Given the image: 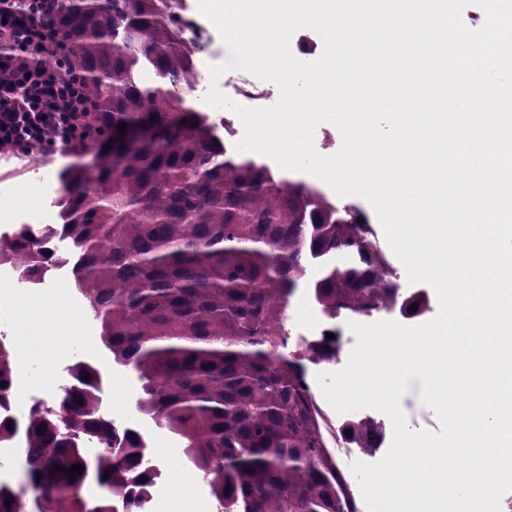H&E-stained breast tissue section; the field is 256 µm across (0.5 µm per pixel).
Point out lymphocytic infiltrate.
Here are the masks:
<instances>
[{
    "label": "lymphocytic infiltrate",
    "instance_id": "obj_1",
    "mask_svg": "<svg viewBox=\"0 0 512 512\" xmlns=\"http://www.w3.org/2000/svg\"><path fill=\"white\" fill-rule=\"evenodd\" d=\"M57 0H0V153L28 155L96 139L80 84L60 73L64 35L48 23Z\"/></svg>",
    "mask_w": 512,
    "mask_h": 512
}]
</instances>
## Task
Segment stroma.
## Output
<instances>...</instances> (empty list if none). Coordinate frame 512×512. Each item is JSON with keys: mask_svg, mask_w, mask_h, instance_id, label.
<instances>
[{"mask_svg": "<svg viewBox=\"0 0 512 512\" xmlns=\"http://www.w3.org/2000/svg\"><path fill=\"white\" fill-rule=\"evenodd\" d=\"M211 42L198 54L200 87L188 96L191 107L208 115L216 126H223L225 112L204 101L211 86L209 68L225 62L228 48L218 30H211ZM95 146H57L49 153L29 156L0 155V233L14 225L39 227L58 223L56 200L61 193L58 175L64 168L92 163ZM0 336L12 339L17 353L14 396L24 407L51 401L54 388L65 367L79 359L104 366L106 394L112 416L133 425L146 435L155 454L173 472V478L160 495L157 512H211L216 503L208 487L191 468L179 460V444L166 430L142 418L134 407L137 382L125 370L107 365V354L100 342V327L88 313L74 286L47 284L40 293H29L12 271L0 266ZM32 344L41 351L38 360L24 359L21 351ZM408 428L415 432L441 430L435 411L424 404L421 383L411 380L400 399Z\"/></svg>", "mask_w": 512, "mask_h": 512, "instance_id": "1", "label": "stroma"}]
</instances>
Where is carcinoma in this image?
<instances>
[{"label":"carcinoma","instance_id":"carcinoma-1","mask_svg":"<svg viewBox=\"0 0 512 512\" xmlns=\"http://www.w3.org/2000/svg\"><path fill=\"white\" fill-rule=\"evenodd\" d=\"M172 8L59 0L55 24L70 44L62 74L81 81L95 106L88 121L105 136L91 165L60 172L61 223L0 234V264L21 280L72 265L110 364L137 378L136 410L179 438L182 461L223 512H355L298 375L315 357L283 351L285 309L302 285L330 319L419 318L430 296L396 282L357 209L236 150L187 105L197 43ZM122 124L144 135L127 139ZM53 239L68 248H30ZM69 371L63 410L38 405L11 430L3 421L0 440L25 438L40 512H120L129 487L150 488L148 449L100 415L102 368L81 359ZM13 372L0 338L1 409L13 402ZM346 430L367 452L385 436L363 417ZM74 464L83 471L73 481L52 471ZM92 482L110 494L88 496ZM0 512H29L28 500L0 482Z\"/></svg>","mask_w":512,"mask_h":512}]
</instances>
